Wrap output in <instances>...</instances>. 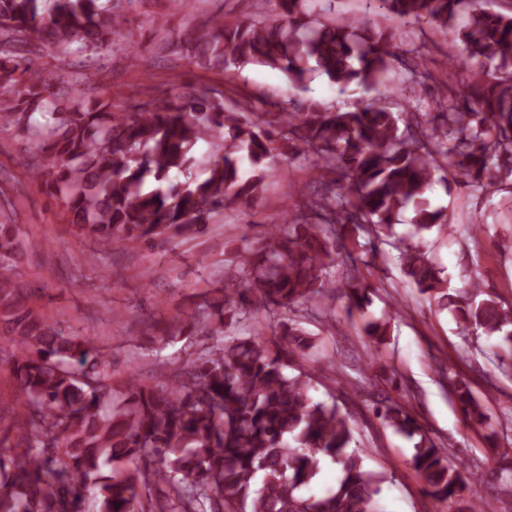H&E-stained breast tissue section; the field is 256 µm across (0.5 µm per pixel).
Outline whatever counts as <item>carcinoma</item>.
Returning <instances> with one entry per match:
<instances>
[{"instance_id":"carcinoma-1","label":"carcinoma","mask_w":512,"mask_h":512,"mask_svg":"<svg viewBox=\"0 0 512 512\" xmlns=\"http://www.w3.org/2000/svg\"><path fill=\"white\" fill-rule=\"evenodd\" d=\"M134 2L0 0V129L26 135L31 181L54 189L74 229L106 249L203 233L215 216L263 195L274 157L304 159L315 186L226 267L200 330L211 345L183 360L175 381L148 385L132 373L117 391L89 337L26 302L17 270L29 244L15 224L9 178H0V345L14 349L9 369L23 407L0 428V512H78L84 497L95 512H380L379 479L351 447L349 418L311 393L320 364L288 372L314 348L289 312L331 298L338 268L349 309L367 308L363 239L377 253L395 250L419 294L448 298L422 251L424 236L448 224L430 192L442 169L480 194L501 191V174L512 176V14L489 12L484 0H379L400 22L460 42L469 80L450 72L434 93L418 49L397 54L401 34L338 20L323 0H275L265 25L252 21V0H237L235 20L216 16L177 40L196 65L224 72V89L186 88L128 112L87 98L77 73L43 78L23 54L40 44L102 59L120 47L115 35ZM250 64L279 70L300 92L318 75L364 97L349 107L304 98L293 112H275V102L236 98V77ZM201 140L212 144L207 176L174 179L197 163ZM405 212L409 230L398 236ZM258 310L281 337L273 348L261 330L238 331ZM403 312L397 305L365 323L373 351ZM456 322L463 336L505 334L508 347L495 357L512 370L511 305L465 300ZM451 392L470 424H488L465 379L455 378ZM375 415L417 438L411 465L432 499L482 510L467 498L475 474L451 464L406 407L386 398ZM323 459L341 466V478L321 496L304 494Z\"/></svg>"}]
</instances>
